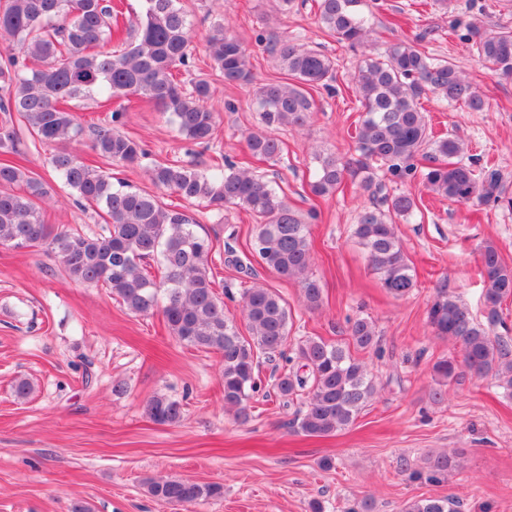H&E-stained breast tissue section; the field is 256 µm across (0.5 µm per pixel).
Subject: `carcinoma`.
<instances>
[{
    "label": "carcinoma",
    "instance_id": "1",
    "mask_svg": "<svg viewBox=\"0 0 512 512\" xmlns=\"http://www.w3.org/2000/svg\"><path fill=\"white\" fill-rule=\"evenodd\" d=\"M143 16L128 24L122 3L112 0H0V39L9 53L0 64V245L26 249L46 246L76 281L101 286L131 313L162 314L169 334L179 343L220 355L224 408L242 423L250 418V401L259 388L260 359L283 353L288 344L290 315L285 301L263 286L243 292L241 313L249 335L240 333L234 316L224 311L211 275L213 243L195 229L193 219L159 197L112 182V173L90 163L70 144L85 132L80 117L67 103L99 95L104 101L136 94L156 105L179 133L195 144L208 143L219 113L206 105L210 84L198 79L185 85L177 78L191 66L192 31L179 0H145ZM360 0H316L315 18L322 29L349 48L365 47L371 33L368 19L357 10ZM477 61L492 66L512 81V27L470 23L463 37ZM117 49L106 48L112 42ZM206 51L213 69L229 85L254 80L243 43L212 25ZM275 58L288 74L285 82L259 85L255 104L268 127H301L312 107L311 92L336 80L335 62L316 46L281 44ZM361 115L356 126V158L317 153L310 194L325 197L345 186L346 179L378 196L364 210L354 236L382 288L396 299L416 287L414 271L396 233V219L417 207L409 192L391 195L377 177L373 163L387 167L391 182H405L423 169L427 189L461 204L512 205L508 185L497 166L480 169L463 160L464 142L457 136L433 138L418 100L430 92L444 102L464 103L480 110L484 99L477 85L447 59L435 58L407 42H396L382 53L365 54L353 76ZM122 111L91 129L90 150L100 159L139 166L147 153L136 139L122 133ZM33 139L52 149L49 163L75 193L101 213L97 234L45 223L41 203L51 186L19 164L18 124ZM252 157L273 159L281 143L262 131L246 136ZM146 172L152 185L181 199L205 202L216 210L240 206L257 220L252 249L262 263L285 279L297 281L306 309L320 308L323 291L313 275L308 225L271 181L221 160L207 174L187 165L153 163ZM483 303L487 320H477L456 296L441 289L428 311V322L439 336L460 346L462 360L434 364L441 386L457 380L464 367L478 377L493 378L512 397V336L497 334L503 323L502 304L512 300V266L492 242L479 254ZM347 341L308 337L296 344L293 364L276 379V394L303 405L294 427L307 437H327L351 426L372 400L375 387L367 365L351 349L379 350L373 322H349ZM147 413L158 425L181 421L179 401L154 396ZM426 471L437 481L448 474L446 453L425 459ZM147 493L162 504L189 507L218 499L224 487L183 479L150 480ZM401 512H461L457 500L422 496L405 502Z\"/></svg>",
    "mask_w": 512,
    "mask_h": 512
}]
</instances>
